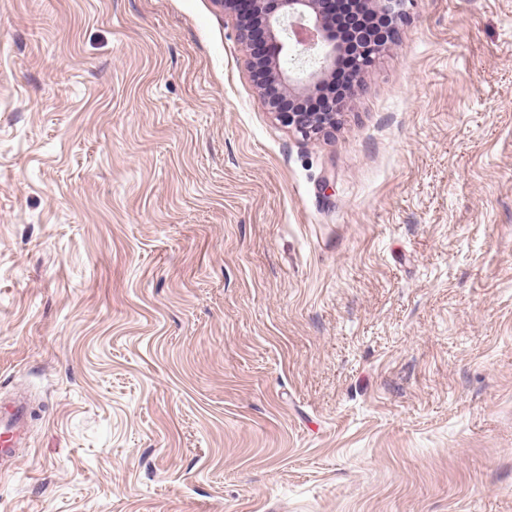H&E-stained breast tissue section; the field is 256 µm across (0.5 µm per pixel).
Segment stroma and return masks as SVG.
Returning a JSON list of instances; mask_svg holds the SVG:
<instances>
[{"label": "stroma", "mask_w": 512, "mask_h": 512, "mask_svg": "<svg viewBox=\"0 0 512 512\" xmlns=\"http://www.w3.org/2000/svg\"><path fill=\"white\" fill-rule=\"evenodd\" d=\"M0 512H512V0H406L336 130L214 0H0ZM28 407L17 401L0 404V459L12 456L23 448L28 433Z\"/></svg>", "instance_id": "1"}]
</instances>
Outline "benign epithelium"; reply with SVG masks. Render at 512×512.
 <instances>
[{
    "instance_id": "7a95c632",
    "label": "benign epithelium",
    "mask_w": 512,
    "mask_h": 512,
    "mask_svg": "<svg viewBox=\"0 0 512 512\" xmlns=\"http://www.w3.org/2000/svg\"><path fill=\"white\" fill-rule=\"evenodd\" d=\"M224 7L244 44L249 67L258 81L260 95L269 110L302 136H324L339 123L343 108L333 111L304 108L308 93L321 91L336 67L345 43L330 25L328 11L335 0H215ZM392 22L403 17L405 0H354ZM297 55L310 54L316 62L296 73L278 63L284 50ZM380 49L361 50L356 78L375 62Z\"/></svg>"
}]
</instances>
